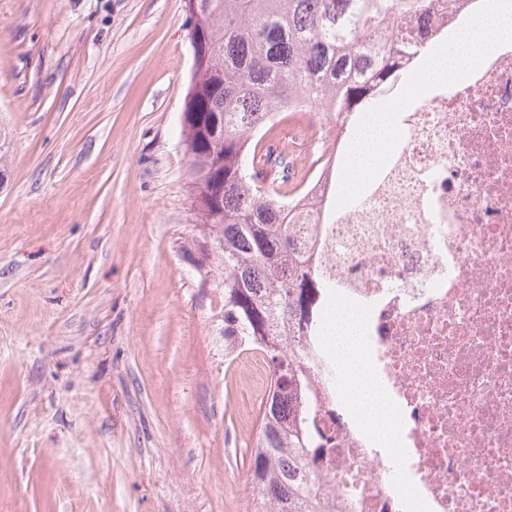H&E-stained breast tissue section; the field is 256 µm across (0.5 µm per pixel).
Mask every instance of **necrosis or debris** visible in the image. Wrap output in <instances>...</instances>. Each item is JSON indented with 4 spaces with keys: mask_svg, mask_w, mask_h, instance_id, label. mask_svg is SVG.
Listing matches in <instances>:
<instances>
[{
    "mask_svg": "<svg viewBox=\"0 0 512 512\" xmlns=\"http://www.w3.org/2000/svg\"><path fill=\"white\" fill-rule=\"evenodd\" d=\"M385 163L359 200L341 193L340 123L322 113L292 165L295 236L344 303L392 410L378 445L348 410L323 337L311 352L318 424L333 446L318 468L338 512H512V45L467 56L428 97L395 86Z\"/></svg>",
    "mask_w": 512,
    "mask_h": 512,
    "instance_id": "necrosis-or-debris-1",
    "label": "necrosis or debris"
}]
</instances>
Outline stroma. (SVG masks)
<instances>
[{
	"label": "stroma",
	"instance_id": "stroma-1",
	"mask_svg": "<svg viewBox=\"0 0 512 512\" xmlns=\"http://www.w3.org/2000/svg\"><path fill=\"white\" fill-rule=\"evenodd\" d=\"M184 0H0V512H259L181 137Z\"/></svg>",
	"mask_w": 512,
	"mask_h": 512
}]
</instances>
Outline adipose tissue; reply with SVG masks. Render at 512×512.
<instances>
[{
    "label": "adipose tissue",
    "mask_w": 512,
    "mask_h": 512,
    "mask_svg": "<svg viewBox=\"0 0 512 512\" xmlns=\"http://www.w3.org/2000/svg\"><path fill=\"white\" fill-rule=\"evenodd\" d=\"M505 40H512V15L494 7L477 12L449 41L446 51L430 58L428 81L452 80L466 54L483 52ZM393 137L390 113L375 112L366 117L351 148L343 180L348 195L360 193L365 180L388 155ZM325 333L345 379L343 397L348 409L359 417L378 443H386L389 400L366 357L357 314L336 306L325 325Z\"/></svg>",
    "instance_id": "1"
}]
</instances>
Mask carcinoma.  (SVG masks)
I'll use <instances>...</instances> for the list:
<instances>
[{
	"label": "carcinoma",
	"mask_w": 512,
	"mask_h": 512,
	"mask_svg": "<svg viewBox=\"0 0 512 512\" xmlns=\"http://www.w3.org/2000/svg\"><path fill=\"white\" fill-rule=\"evenodd\" d=\"M460 0H198L196 64L182 115L200 238L194 267L224 289V353L261 349L267 400L249 477L261 512H336L313 470L312 364L301 336L312 270L293 243L296 215L267 181L254 135L284 109L364 112L400 81L392 60L419 50L414 32Z\"/></svg>",
	"instance_id": "obj_1"
}]
</instances>
